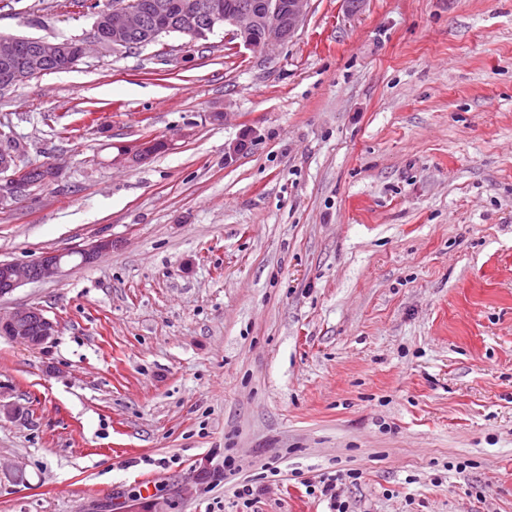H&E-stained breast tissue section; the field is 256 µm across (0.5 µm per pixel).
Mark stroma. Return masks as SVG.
<instances>
[{"instance_id":"stroma-1","label":"stroma","mask_w":512,"mask_h":512,"mask_svg":"<svg viewBox=\"0 0 512 512\" xmlns=\"http://www.w3.org/2000/svg\"><path fill=\"white\" fill-rule=\"evenodd\" d=\"M93 22L0 0L5 36ZM0 139L59 170L0 204V261L113 242L0 298L58 324L0 336V512H236L228 453L256 512H328L301 481L347 469L352 512H512V0L94 52L1 97Z\"/></svg>"}]
</instances>
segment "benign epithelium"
<instances>
[{
    "mask_svg": "<svg viewBox=\"0 0 512 512\" xmlns=\"http://www.w3.org/2000/svg\"><path fill=\"white\" fill-rule=\"evenodd\" d=\"M308 0H243L230 9L216 3H200L184 8L173 24L158 30L150 29L141 13L112 4V8L96 10L92 40H68L0 36V87L10 89L30 76L45 73L53 65L72 68L86 56L89 45L100 50L118 51L133 44L154 43L169 32L178 31L191 37V42L206 41L215 29L231 27L236 46L253 52H267L288 41L299 29ZM158 151V140H142L132 152V159L143 160ZM28 169L18 165L16 155L0 146V201L23 194L30 183L23 180ZM112 250V240H98L81 249L82 263L91 265L105 252ZM66 265L64 255L45 252L30 263L0 262V297L12 293L22 284L56 276ZM57 323L38 307H23L9 316H0V335L31 347L48 343L56 336Z\"/></svg>",
    "mask_w": 512,
    "mask_h": 512,
    "instance_id": "1",
    "label": "benign epithelium"
}]
</instances>
